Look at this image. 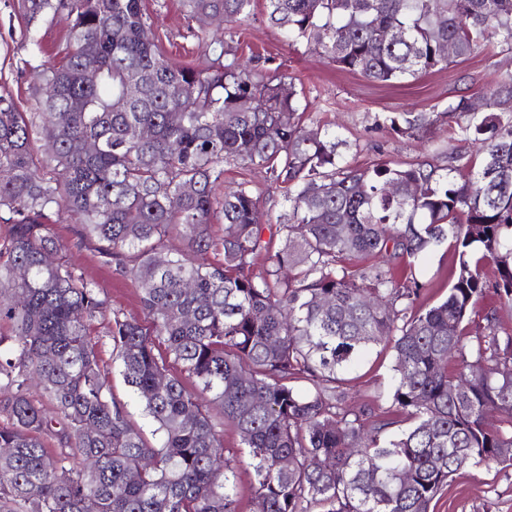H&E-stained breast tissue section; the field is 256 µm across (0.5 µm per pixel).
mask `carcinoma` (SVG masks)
<instances>
[{"mask_svg": "<svg viewBox=\"0 0 512 512\" xmlns=\"http://www.w3.org/2000/svg\"><path fill=\"white\" fill-rule=\"evenodd\" d=\"M254 2L183 0L191 17L226 24ZM266 2L289 41L314 35L339 70L372 82L445 69L493 39L512 49V0ZM17 6L31 27L67 12L72 38L65 64L40 72L37 111L0 95V322L16 342L0 356V512H86L89 500L97 512H239L244 457L253 512H430L460 469L512 467V334H499L496 307L476 309L490 288L512 303V75L479 112L461 98L384 118L409 138L464 118L480 163L460 182L426 163L349 165L336 134L296 122L294 85L241 67L238 48L201 69L171 63L142 0ZM226 162L282 184V223L262 224L247 182L217 193ZM52 210L131 276L149 324L110 309L62 254ZM173 236L183 247L169 253ZM445 244L448 295L418 307L428 283L415 270ZM108 310L113 367L157 423V445L112 395L87 334ZM381 342L393 351L389 406L351 408L344 374ZM169 359L222 409L239 449L224 448L210 403ZM400 417L410 426L391 432ZM47 437L62 449L48 452ZM244 460L238 469L237 474V493L239 499V506L241 512H252L253 504V476L252 470L248 465L247 458Z\"/></svg>", "mask_w": 512, "mask_h": 512, "instance_id": "1", "label": "carcinoma"}]
</instances>
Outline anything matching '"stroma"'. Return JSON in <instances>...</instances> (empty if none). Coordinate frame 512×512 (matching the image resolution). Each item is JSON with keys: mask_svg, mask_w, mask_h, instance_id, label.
<instances>
[{"mask_svg": "<svg viewBox=\"0 0 512 512\" xmlns=\"http://www.w3.org/2000/svg\"><path fill=\"white\" fill-rule=\"evenodd\" d=\"M14 3L15 0H0V94L10 95L19 111L32 112L36 109L32 75L62 64L71 21L61 12L48 16L30 32ZM144 7L151 17L153 34L172 62L198 64L196 34L202 31L207 39L238 44L241 59L258 56L265 60L270 73L294 80L305 105L299 114L301 124L335 132L344 140L342 152L352 165L373 161L403 165L426 160L442 168L454 167L457 180L469 178V162L476 151L465 141L456 122L438 123L425 139L417 140L381 126L380 120L394 112H441L463 97L480 101L487 91L512 75V49L494 44L442 71L399 83H376L338 70L321 53L315 40L289 43L267 22L264 0H256L248 20L221 26H204L188 17L181 0H145ZM47 224L70 262L94 281L110 303V313L97 317L89 326L92 338L103 339L113 309L144 319L140 295L130 277L101 260L95 242L83 238L81 224L66 216L49 217ZM454 265L452 250L443 247L417 270V278L427 284L422 304L429 305L446 296V273ZM101 358L113 394L126 404L144 438L156 442V424L131 400L122 376L112 367L110 346L103 344ZM392 360L390 347L379 344L372 348L350 375V405L359 406L388 393ZM434 512H512V467L492 463L459 470L435 501Z\"/></svg>", "mask_w": 512, "mask_h": 512, "instance_id": "obj_1", "label": "stroma"}]
</instances>
